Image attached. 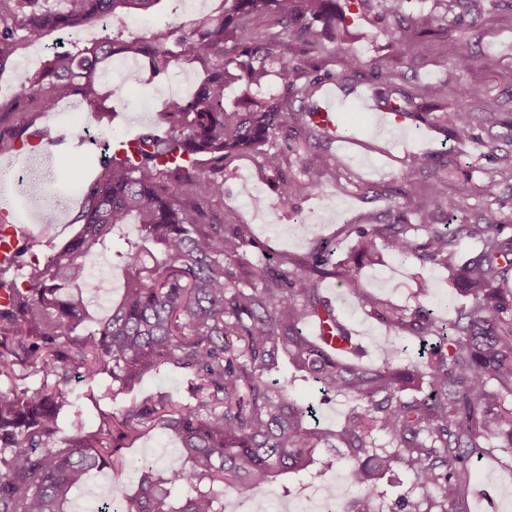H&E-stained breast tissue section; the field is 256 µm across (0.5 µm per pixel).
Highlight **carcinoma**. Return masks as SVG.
<instances>
[{"label": "carcinoma", "instance_id": "carcinoma-1", "mask_svg": "<svg viewBox=\"0 0 512 512\" xmlns=\"http://www.w3.org/2000/svg\"><path fill=\"white\" fill-rule=\"evenodd\" d=\"M161 0H64L62 10L43 0H0V72L12 66L19 47L56 34L71 41L50 53L43 66L19 76L7 111L10 126L0 130V155L17 149L32 125V113L47 112L79 94L93 116L109 111L108 98L125 85L103 91V64L116 55L141 62L151 78H163L182 60L203 66L204 78L190 98L163 102L161 123L145 128L133 145L113 149L100 131L104 150L97 157V179L83 190L78 232L46 261L34 260L24 279L0 290L9 306L0 308V512H71L72 493L90 474L106 467L131 466L139 474L135 494L114 483L100 512H224V489L252 491L305 477L323 448L346 449L347 488L336 512H374L375 480L398 465L414 483L437 496L409 493L390 512H465L469 460L483 442L497 439L512 449V233L496 209L480 223H466L458 203L448 204L445 227L422 208L416 224H348L354 236L347 258L335 261L336 248L321 241L299 257L273 253L247 224H226L211 208L224 196V162L262 150L263 166L281 175L288 131L315 127L309 103L319 84L354 72L356 56L343 45L352 33L347 10L370 0H219L212 13L173 22L148 37L123 39L107 28L93 43L83 30L105 19L153 11ZM444 14L466 8L483 19L496 3L436 0ZM391 45L412 57L426 54L421 36L441 15H407L408 0H378ZM276 28L275 34L268 30ZM304 53L337 45L336 69L320 72L283 61L281 39ZM476 65L492 70L496 60L465 47L453 54L452 76ZM282 90L270 87L273 75ZM380 105L398 114L417 111L415 97L379 66L373 72ZM301 106H295V102ZM434 124L450 125L452 140L465 145L475 124L507 126L496 105L481 111L429 114ZM432 157H417L403 172L404 196H416L422 170ZM322 184L318 168L307 171L296 188L277 190L273 207L288 209L296 191L313 193ZM499 183L489 176L459 195L475 192L498 199ZM139 225V240L116 257L125 268L120 299L103 320L89 322L97 293L87 271L96 251L112 249V234L124 224ZM475 239L478 249L462 261L457 245ZM448 270L451 287L469 304L443 323L418 302L399 305L367 288L361 268L381 252ZM338 278L358 306L398 339L428 348L417 363L388 355L366 361V351L343 354L323 336H308L313 322L349 340L320 284ZM84 377L110 381L112 398L129 397L118 413L102 414L93 433L58 437L59 414L71 405L66 389L70 360ZM40 377V386L23 387L16 366ZM171 367L181 371L190 401L158 395L133 396L147 375ZM314 381L333 402L351 403L337 428L312 422V408L291 394L297 379ZM160 429L176 435L185 462L161 469L128 461L127 443ZM360 494L349 498V489Z\"/></svg>", "mask_w": 512, "mask_h": 512}]
</instances>
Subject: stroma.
Instances as JSON below:
<instances>
[{"label":"stroma","instance_id":"1","mask_svg":"<svg viewBox=\"0 0 512 512\" xmlns=\"http://www.w3.org/2000/svg\"><path fill=\"white\" fill-rule=\"evenodd\" d=\"M192 0H164L152 16L131 20L128 32L146 36L164 28L174 20L196 18ZM386 24L371 9L354 15L351 24L352 51L359 59L356 72L342 82H323L318 94L332 93L338 104L341 139H329L307 128L293 132L292 148L287 153L283 170L289 182L303 178L307 167L323 171V186L311 196L298 197L293 210L273 208L274 181L265 171L262 158L246 154L227 161L224 168V198L215 202L225 222L252 225L255 234L272 249L299 256L316 241L328 240L336 246L338 258H346L352 240L344 230L348 224H391L398 214H405L408 223L418 221L417 211L425 207L446 213L448 202L460 199L465 212L478 217L489 207L488 199L471 195L460 198L464 183L477 184L488 175H496L501 197L512 196V170L502 166L487 149L488 143L506 148V139L512 132L504 127L487 129L477 127L475 139L465 146L453 145L446 134L427 121L433 108L443 111L473 112L480 98L498 103L500 111L512 114V5L501 4L489 23L471 25L469 18L449 15L441 31L429 38V49L422 60L414 61L387 47ZM470 44L476 55L493 56L498 66L493 70L474 67L457 79H449L448 66L460 44ZM386 67L394 82L415 94L420 107L418 116L396 121L393 116L369 109L367 98L376 87L371 72L374 66ZM203 71L199 64L182 61L174 65L168 76L147 80L144 70L133 68L124 97L108 99V114L91 118V126L109 129L113 139L128 140L139 134L141 125L134 116L141 113L157 114L165 94L172 87L186 88L188 82H200ZM94 148L86 144L58 146L48 155L19 151L0 156V207L10 212V223L22 226L28 245L21 248L8 278L20 277L26 262L53 253L55 247L73 236L77 227L74 219L79 210L82 190L89 179L82 170ZM424 151L445 153L447 168L425 169L421 181L425 188L412 205H404L400 174L414 155ZM77 170L65 192L52 191L61 174ZM26 175L46 186L44 193L33 196L25 192L18 181ZM438 182L440 196H431L426 185ZM54 208L59 221L43 224L40 214L45 208ZM369 288L401 304H414L420 282H427L430 294L428 304L439 308L441 316H448V304H462V296L448 286L446 270L415 260L402 261L386 257L384 264L367 266L362 270ZM323 294L331 299L343 323L359 336L367 356L382 359L387 347H394L399 358H416L418 346L412 342H391L385 328L367 316L355 304L345 287L337 280L322 284ZM72 394L79 399V413L66 412L59 417L62 436L76 430L91 433L98 429L103 413L115 411L117 404L104 395L103 382L93 383L72 379L68 383ZM127 458L162 460L164 465L180 464L179 445L169 434L152 432L126 448ZM470 493L467 512H512V450L499 447L497 441L487 442L482 454L469 462ZM338 472L320 468L314 477L289 482L287 489L270 488L263 491L266 512H308L310 504L304 495L308 486H336ZM426 496L424 488L415 486L412 475L405 468L387 473L378 482L374 496L376 512H390L394 501L404 493Z\"/></svg>","mask_w":512,"mask_h":512}]
</instances>
